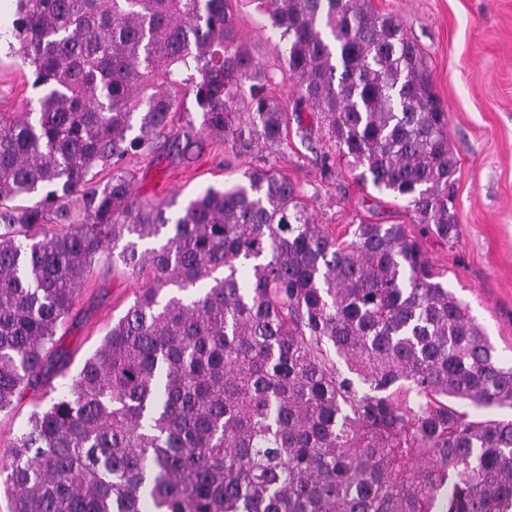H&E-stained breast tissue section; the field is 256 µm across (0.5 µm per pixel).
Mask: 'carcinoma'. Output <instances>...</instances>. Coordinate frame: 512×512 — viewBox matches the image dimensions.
Here are the masks:
<instances>
[{
    "label": "carcinoma",
    "mask_w": 512,
    "mask_h": 512,
    "mask_svg": "<svg viewBox=\"0 0 512 512\" xmlns=\"http://www.w3.org/2000/svg\"><path fill=\"white\" fill-rule=\"evenodd\" d=\"M258 5L293 110L323 113L421 236L361 223L340 243L272 166L174 219L138 201L120 164L155 149L182 86L184 152L288 136L227 0H17L42 95L33 123L0 113V412L42 385L100 253L154 277L0 460L9 512H512V420L455 406L512 408V365L423 247L458 236L457 161L420 52L371 0Z\"/></svg>",
    "instance_id": "obj_1"
}]
</instances>
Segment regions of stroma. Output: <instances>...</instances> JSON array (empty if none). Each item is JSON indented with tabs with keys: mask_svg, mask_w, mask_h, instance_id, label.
<instances>
[{
	"mask_svg": "<svg viewBox=\"0 0 512 512\" xmlns=\"http://www.w3.org/2000/svg\"><path fill=\"white\" fill-rule=\"evenodd\" d=\"M377 13L394 16L420 49L433 91L448 113V136L458 160L454 215L459 237L428 238L434 272L468 302L501 359L512 364V0H371ZM243 44L269 78L268 93L288 114V143L278 150L260 145L242 152L203 138L181 153L163 143L148 155L130 156L124 171L142 201L175 200L185 205L208 187L240 179L248 168L274 166L295 183L315 223L342 240L357 224L419 226L393 196L361 185L346 161L326 152L327 127L316 112L293 109L296 88L274 48L276 38L250 0H229ZM16 0H0V112L24 111L36 101L33 69L9 48ZM151 270L113 269L99 255L81 283L61 328L63 389L114 321L147 288ZM42 392H26L12 410L0 413V456L27 427L33 411L47 406Z\"/></svg>",
	"mask_w": 512,
	"mask_h": 512,
	"instance_id": "stroma-1",
	"label": "stroma"
}]
</instances>
